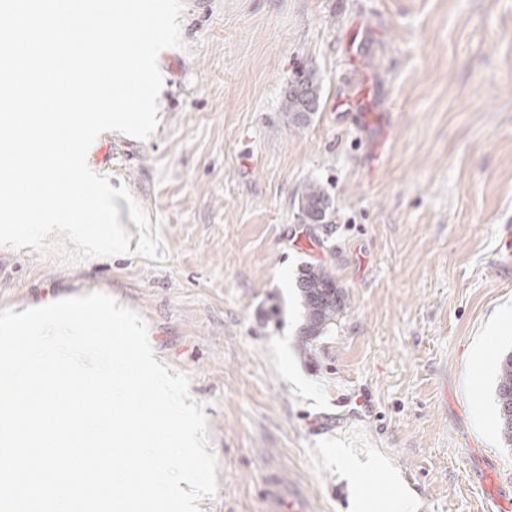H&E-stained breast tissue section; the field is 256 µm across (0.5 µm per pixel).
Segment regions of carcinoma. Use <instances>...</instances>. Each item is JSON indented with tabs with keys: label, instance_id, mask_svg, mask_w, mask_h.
Here are the masks:
<instances>
[{
	"label": "carcinoma",
	"instance_id": "cac0c4a2",
	"mask_svg": "<svg viewBox=\"0 0 512 512\" xmlns=\"http://www.w3.org/2000/svg\"><path fill=\"white\" fill-rule=\"evenodd\" d=\"M300 85L301 93L285 92L283 108L291 122L304 126L311 121V115L320 108L322 86L313 72L303 71L294 78ZM299 212L308 221L317 223L325 220L330 209L327 194L315 182L307 183L298 197ZM298 288L305 313L306 332L320 334L345 308V295L337 286L331 268L325 265L305 264L297 275ZM496 409L501 424V434L508 447H512V350L506 352L499 364L498 381L495 390Z\"/></svg>",
	"mask_w": 512,
	"mask_h": 512
}]
</instances>
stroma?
<instances>
[{"mask_svg": "<svg viewBox=\"0 0 512 512\" xmlns=\"http://www.w3.org/2000/svg\"><path fill=\"white\" fill-rule=\"evenodd\" d=\"M180 20L155 134L107 132L87 157L159 222L168 260L0 247V310L103 291L144 318L204 405L218 487L201 512H267L274 474L313 512H348L326 448L387 459L420 512H491L481 474L512 476V447L475 420L501 430L512 328L486 361L470 351L512 304L495 266L512 225V0H185ZM302 70L322 100L298 128L282 99ZM309 182L330 199L319 224L298 214ZM306 263L345 294L319 336ZM287 351L310 392L289 384ZM495 390L496 409L501 424V434L508 447H512V350L506 352L499 364Z\"/></svg>", "mask_w": 512, "mask_h": 512, "instance_id": "stroma-1", "label": "stroma"}]
</instances>
